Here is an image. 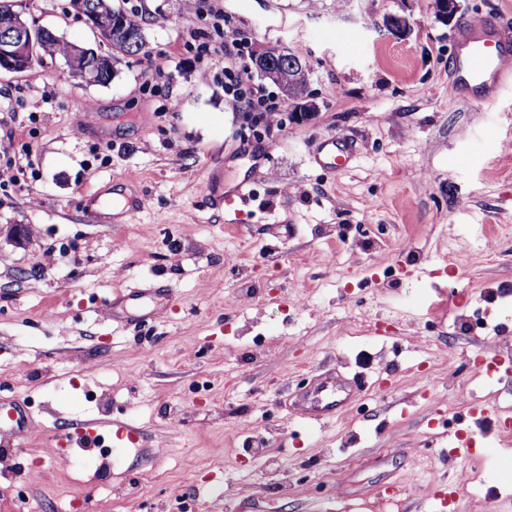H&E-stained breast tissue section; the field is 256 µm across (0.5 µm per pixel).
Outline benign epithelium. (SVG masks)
I'll return each instance as SVG.
<instances>
[{
    "mask_svg": "<svg viewBox=\"0 0 512 512\" xmlns=\"http://www.w3.org/2000/svg\"><path fill=\"white\" fill-rule=\"evenodd\" d=\"M18 2L14 0L0 9V72L19 73L27 69L28 63L36 57L40 41L50 35V30L29 23L23 18V12L14 9ZM69 8L85 18L90 28L107 40L124 39L131 46L139 45L137 36L123 27L119 14L110 10L100 11L91 7L89 0H69ZM384 25L395 38L407 35L409 21L403 15L390 14L385 17ZM279 62L278 83L288 90L294 75L304 69L300 57L291 51L274 49L261 57L252 59V65L259 70L266 69L271 60ZM96 64L102 71L112 72V60L92 48L76 46L72 49L68 70L75 76L81 75V67L86 62ZM316 107L310 95L296 100L293 119L303 122L315 112Z\"/></svg>",
    "mask_w": 512,
    "mask_h": 512,
    "instance_id": "7a95c632",
    "label": "benign epithelium"
}]
</instances>
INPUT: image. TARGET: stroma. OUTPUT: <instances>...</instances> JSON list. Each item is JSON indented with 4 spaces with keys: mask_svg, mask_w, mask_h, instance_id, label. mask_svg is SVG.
<instances>
[{
    "mask_svg": "<svg viewBox=\"0 0 512 512\" xmlns=\"http://www.w3.org/2000/svg\"><path fill=\"white\" fill-rule=\"evenodd\" d=\"M112 2L140 12L139 55L68 0H23L111 55L109 84L49 55L0 75V172L24 171L0 184V399L30 414L24 440L0 432V512L16 492L25 512H512V81L483 105L449 70L468 21L512 30V0H459L449 24L433 0H220L251 39L248 85L277 91L249 67L265 51L306 64L316 112L273 132L225 97L182 0ZM332 135L359 146L346 170L314 162ZM244 179L209 209L203 184ZM113 192L139 211L89 222ZM160 284L147 311H100ZM331 367L361 391L313 426L288 401ZM465 370L488 425L457 395ZM83 422L133 423L140 448L115 466L78 448L74 468L49 442Z\"/></svg>",
    "mask_w": 512,
    "mask_h": 512,
    "instance_id": "1",
    "label": "stroma"
}]
</instances>
